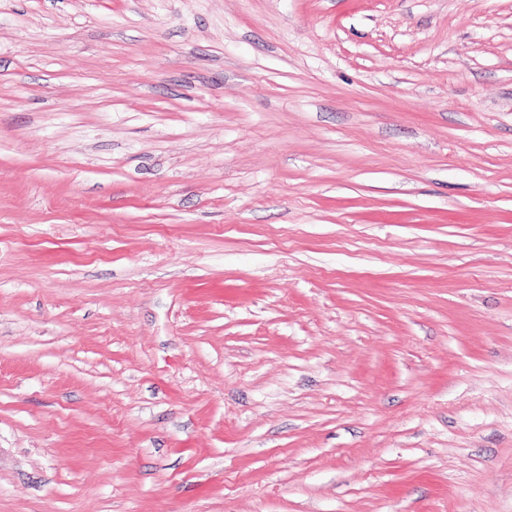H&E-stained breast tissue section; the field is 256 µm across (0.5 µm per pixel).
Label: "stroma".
Instances as JSON below:
<instances>
[{
  "label": "stroma",
  "mask_w": 512,
  "mask_h": 512,
  "mask_svg": "<svg viewBox=\"0 0 512 512\" xmlns=\"http://www.w3.org/2000/svg\"><path fill=\"white\" fill-rule=\"evenodd\" d=\"M0 512H512V0H0Z\"/></svg>",
  "instance_id": "1"
}]
</instances>
